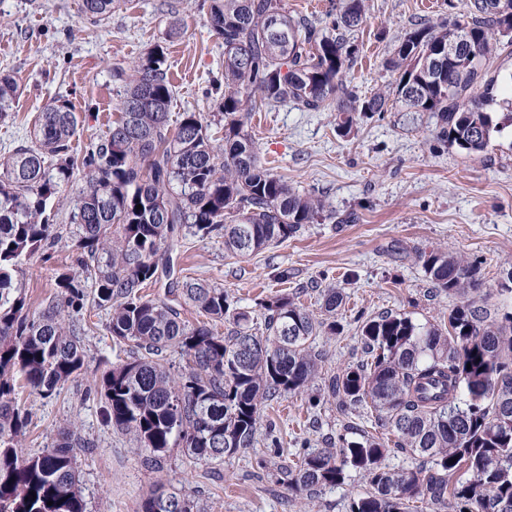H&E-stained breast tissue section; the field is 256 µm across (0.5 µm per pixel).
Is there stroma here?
<instances>
[{"label":"stroma","mask_w":512,"mask_h":512,"mask_svg":"<svg viewBox=\"0 0 512 512\" xmlns=\"http://www.w3.org/2000/svg\"><path fill=\"white\" fill-rule=\"evenodd\" d=\"M200 2L117 0L111 15L95 23L82 14L80 0H0V72L19 87L11 116L0 120V155L25 140L38 113L59 97L70 100L79 116L75 146L96 139L118 112L111 67L132 66L158 46L167 53L174 86L172 117L217 111L211 80L224 72V45ZM466 4L366 0V20L354 34L360 53L353 85L367 95L393 83L386 63L405 31L420 22L454 23ZM493 70L498 81L489 111L502 131L480 154L438 141L425 112L364 117L345 137L332 112L288 103L252 113L248 130L262 165L296 191L324 195L337 213L357 219L306 225L296 237L246 258L228 256L223 239L188 233L179 249L185 275L227 289L249 309L285 293L316 313L319 288H342L345 303L336 315L342 333L313 343L326 373L360 360L356 313L447 321L456 300L432 290L416 261L423 250L441 247L475 261L489 293L490 318L512 312V293L501 289L512 280V50L500 51ZM70 264L64 244L25 262L21 278L30 309L53 294L56 273ZM283 270L288 279H280ZM83 317L97 329L83 339L80 374L58 396L44 399L22 389L17 398L29 413L25 452L54 445L73 421L89 440L77 451L86 512H141L143 499L160 488L193 492L201 512H348L351 498L365 490L353 469L343 485L315 499L292 492L280 478L281 466L302 447L382 432L374 413L340 412L318 401L315 386L263 407L262 423L275 427L280 452L271 451L260 432L254 447L220 464H191L180 448L167 449L158 465L147 463L129 436L104 424L99 403L86 396L116 353L104 329L106 313L88 310Z\"/></svg>","instance_id":"stroma-1"}]
</instances>
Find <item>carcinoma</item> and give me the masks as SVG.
Returning <instances> with one entry per match:
<instances>
[{"label":"carcinoma","mask_w":512,"mask_h":512,"mask_svg":"<svg viewBox=\"0 0 512 512\" xmlns=\"http://www.w3.org/2000/svg\"><path fill=\"white\" fill-rule=\"evenodd\" d=\"M113 4L82 0L81 9L97 22ZM201 7L224 44V76L212 84L223 90V146L200 112L182 113L170 128L172 82L156 48L112 70L119 115L84 150L73 147L79 117L57 99L39 114L30 141L0 156V512H85L75 449L86 440L65 430L58 443L23 452L28 418L13 398L19 378L39 396H55L84 365L82 337L92 327L66 321L65 312L105 311L112 349H134L102 374L95 393L107 424L153 454L181 447L194 464L221 463L254 447L266 401L317 377L312 343L336 335L340 288L322 289L318 317L287 296L260 303L261 331L228 291L187 276L171 281L168 294L204 317L195 324L171 301L143 293L159 270H171L185 228L220 236L229 256L247 257L325 216L355 219L336 216L324 197L293 190L259 163L246 129L250 112L288 102L334 112L345 134L368 115L427 112L435 137L468 154L485 152L499 131L487 112L497 82L490 71L501 38L512 34V0H468L467 19L406 32L389 61L399 73L395 89L365 97L347 74L359 54L349 35L366 19V0H336V17L324 24L292 17L283 0H204ZM454 36L461 41L450 56ZM17 91L1 74L0 120ZM77 170L85 187L59 224L54 199ZM62 240L72 243L74 264L32 312L18 275L32 255ZM416 259L433 288L460 297L448 322L370 316L358 329L362 358L325 383L337 409H370L387 436L305 448L282 474L289 488L312 495L343 485L347 469L359 471L367 488L349 512H410L413 503L425 512H512V315L488 318L475 263L441 248ZM213 321L228 324L227 335ZM174 354L185 362L178 371ZM391 443L421 464L385 465ZM168 497L164 508L150 494L141 512L197 508L185 494Z\"/></svg>","instance_id":"carcinoma-1"}]
</instances>
